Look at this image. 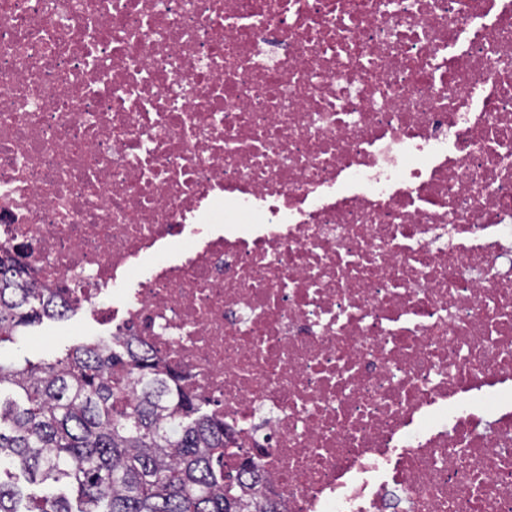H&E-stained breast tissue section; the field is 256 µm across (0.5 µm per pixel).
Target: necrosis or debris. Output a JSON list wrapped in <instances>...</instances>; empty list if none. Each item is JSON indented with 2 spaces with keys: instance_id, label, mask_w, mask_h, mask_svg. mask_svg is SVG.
I'll return each instance as SVG.
<instances>
[{
  "instance_id": "4bbe7bcc",
  "label": "necrosis or debris",
  "mask_w": 512,
  "mask_h": 512,
  "mask_svg": "<svg viewBox=\"0 0 512 512\" xmlns=\"http://www.w3.org/2000/svg\"><path fill=\"white\" fill-rule=\"evenodd\" d=\"M0 246L281 512H512V0H0Z\"/></svg>"
}]
</instances>
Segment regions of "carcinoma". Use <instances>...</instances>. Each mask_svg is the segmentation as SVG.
Listing matches in <instances>:
<instances>
[{
  "mask_svg": "<svg viewBox=\"0 0 512 512\" xmlns=\"http://www.w3.org/2000/svg\"><path fill=\"white\" fill-rule=\"evenodd\" d=\"M66 302L0 248V344ZM224 463V423L117 336L52 360L0 361V512H280Z\"/></svg>",
  "mask_w": 512,
  "mask_h": 512,
  "instance_id": "1",
  "label": "carcinoma"
}]
</instances>
